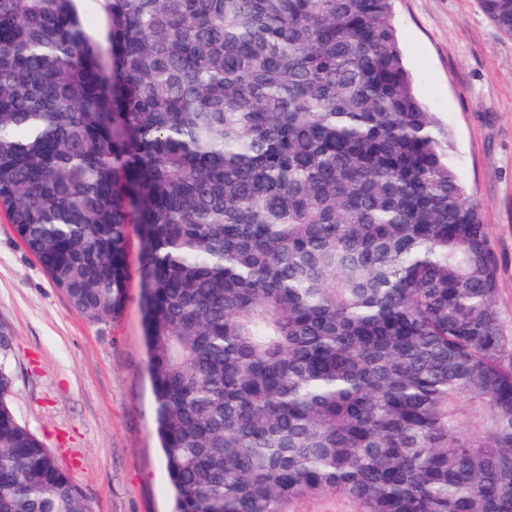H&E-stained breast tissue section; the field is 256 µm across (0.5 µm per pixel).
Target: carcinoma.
I'll return each instance as SVG.
<instances>
[{"mask_svg":"<svg viewBox=\"0 0 512 512\" xmlns=\"http://www.w3.org/2000/svg\"><path fill=\"white\" fill-rule=\"evenodd\" d=\"M449 147L392 0H0V212L95 322L139 225L175 512H512V336ZM10 349L0 512H88Z\"/></svg>","mask_w":512,"mask_h":512,"instance_id":"obj_1","label":"carcinoma"}]
</instances>
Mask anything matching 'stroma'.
Returning a JSON list of instances; mask_svg holds the SVG:
<instances>
[{"label":"stroma","mask_w":512,"mask_h":512,"mask_svg":"<svg viewBox=\"0 0 512 512\" xmlns=\"http://www.w3.org/2000/svg\"><path fill=\"white\" fill-rule=\"evenodd\" d=\"M415 90L452 136L450 163L478 203L499 262L497 305L512 335V38L480 0H393ZM137 225L126 300L85 318L0 214V325L11 342L10 401L82 489L90 512H172L155 432Z\"/></svg>","instance_id":"35a3bbf8"}]
</instances>
